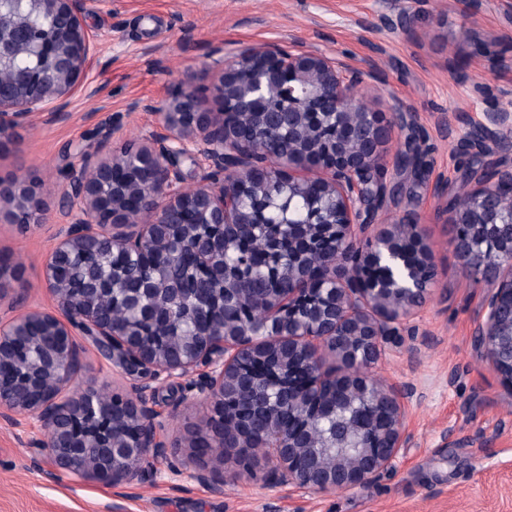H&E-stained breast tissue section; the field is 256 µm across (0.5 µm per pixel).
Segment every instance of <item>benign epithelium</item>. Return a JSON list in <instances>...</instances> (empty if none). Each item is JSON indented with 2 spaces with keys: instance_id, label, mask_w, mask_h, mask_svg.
I'll use <instances>...</instances> for the list:
<instances>
[{
  "instance_id": "benign-epithelium-1",
  "label": "benign epithelium",
  "mask_w": 512,
  "mask_h": 512,
  "mask_svg": "<svg viewBox=\"0 0 512 512\" xmlns=\"http://www.w3.org/2000/svg\"><path fill=\"white\" fill-rule=\"evenodd\" d=\"M45 26L26 29L18 43L0 26V64L20 45L41 57L36 67L0 75V135L43 115L64 116L63 100L84 72L91 37L80 15L87 0H30ZM218 69L213 92L221 111L202 110L201 91L181 89L157 107L165 133L118 155L80 162L67 171L70 195L79 211L67 210L68 228L55 246L44 278L59 311L34 309L0 325V421L35 420L44 432L42 447L56 467L77 483L127 488L152 461L168 459L164 428L155 409L156 385L184 381L181 401L208 409L204 425L190 431L185 447L207 435L209 466L188 478L214 485L224 459L251 445L254 424L268 418L260 447L275 463L280 484L315 493L361 488L392 467L409 437L403 425L412 391L387 385L364 369L379 361L385 344L413 330L410 321L437 283L435 254L413 215L377 222L388 184L376 175L387 168L386 144L395 123L405 125L406 109L392 108L396 120L365 107L351 94L364 73L322 52H302L277 44L250 48ZM502 150H512V106L484 113L477 125ZM212 171L206 183L185 185L183 161ZM295 194L308 196V218L288 220ZM503 196L479 174L470 178L464 202L449 204L454 224L450 245L464 268L490 288L479 346L503 381L512 385V214L504 216ZM274 204L285 231L268 248V264L280 287L256 296L235 294L224 254L236 244L242 224L263 222ZM38 210L33 185L0 179V214ZM193 212L197 223L220 229L202 236L183 226ZM101 242L128 264L112 269V287L124 301L152 296L176 308L183 289L160 275L143 276L137 261L157 253L169 260L189 251L204 268L205 289L224 288V302L260 321L213 323L199 336L173 338L166 327L146 340L137 325H117L97 303L99 288H74L61 274L59 259ZM324 257V276L311 273L305 257ZM91 338L98 353L132 380L131 394L77 393L72 384L82 364L76 332ZM324 344L336 355L327 366ZM40 346L43 359L27 353ZM343 381L360 401V429L369 443L350 459L338 455L318 464L305 418L334 403L330 387ZM298 411V423L276 420L280 408Z\"/></svg>"
}]
</instances>
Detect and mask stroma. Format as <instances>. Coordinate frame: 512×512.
<instances>
[{"label":"stroma","instance_id":"35a3bbf8","mask_svg":"<svg viewBox=\"0 0 512 512\" xmlns=\"http://www.w3.org/2000/svg\"><path fill=\"white\" fill-rule=\"evenodd\" d=\"M95 51L67 97L66 120L36 117L0 138V179L33 183L42 206L28 224L0 220V257L19 264L0 297V322L39 306H57L44 265L64 236L66 168L76 147L117 154L158 132L156 104L179 88H208L216 56L267 43L321 51L365 70L355 96L370 108L407 106L388 157L409 149L414 163L386 170L397 184L379 218L418 213L437 264V284L370 373L412 391L404 427L410 436L394 467L357 490L298 491L276 484L257 455L251 473L227 463L224 482L201 485L156 463L116 498L111 486L46 476L52 467L35 421L0 422V512H512V386L479 348L487 290L466 272L449 244L442 209L465 190L471 169L512 166V151L464 148L471 125L512 92V0H110L83 14ZM488 86L474 95V84ZM82 368L74 390L130 389V380L76 334ZM178 383L159 384L156 408L171 455L188 459L184 437L207 409L180 400Z\"/></svg>","mask_w":512,"mask_h":512}]
</instances>
